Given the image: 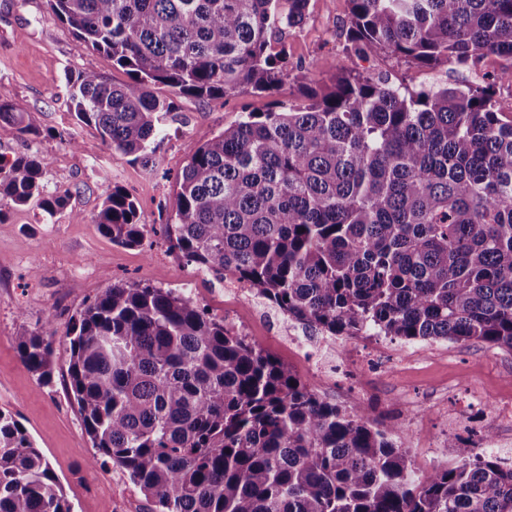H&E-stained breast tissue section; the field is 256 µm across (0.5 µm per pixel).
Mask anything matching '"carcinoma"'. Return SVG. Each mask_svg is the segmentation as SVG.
Listing matches in <instances>:
<instances>
[{"label": "carcinoma", "mask_w": 512, "mask_h": 512, "mask_svg": "<svg viewBox=\"0 0 512 512\" xmlns=\"http://www.w3.org/2000/svg\"><path fill=\"white\" fill-rule=\"evenodd\" d=\"M53 20L124 70L81 73L77 121L148 165L175 111L155 92L223 97L278 90L309 0H48ZM347 40L421 66L507 65L464 87L412 93L345 68L285 112H248L192 149L170 223L153 229L218 283L229 274L288 320L327 336L512 349V0H349ZM0 123L40 126L0 86ZM38 153L0 156V222L11 203L49 216ZM112 239H144L135 200L112 187L97 215ZM69 377L99 460L151 512H512V460L457 446L418 473L360 405L320 398L287 365L224 327L184 290L114 282L73 316ZM13 339L47 383L51 342ZM0 512H72L32 436L0 410Z\"/></svg>", "instance_id": "obj_1"}]
</instances>
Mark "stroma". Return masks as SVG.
I'll list each match as a JSON object with an SVG mask.
<instances>
[{"instance_id":"stroma-1","label":"stroma","mask_w":512,"mask_h":512,"mask_svg":"<svg viewBox=\"0 0 512 512\" xmlns=\"http://www.w3.org/2000/svg\"><path fill=\"white\" fill-rule=\"evenodd\" d=\"M348 0H310L304 22L270 37L273 49L288 51L289 76L272 96L240 90L216 99L174 96L177 107L168 135L151 167L104 144L96 131L78 124L67 98L70 80L92 70L120 82L122 70L89 48L66 26L51 19L48 0H0V85L13 103L32 113L42 134L32 139L0 124V155L35 151L46 160V192H68L67 208L46 216L36 203L12 206L0 223V410L11 412L32 435L60 478L74 512H149L148 503L119 468L94 461L68 374L72 316L83 303L119 279H138L161 288L190 289L210 315L306 378L291 350L289 327L262 300L248 305L225 294L222 284L185 264L153 233L142 245L123 247L102 234L96 218L113 185L127 190L146 226L165 223L172 213L176 181L191 148L232 125L245 112L281 111L302 98L309 80L329 81L340 68L383 72L417 92L477 82L496 72L502 59L489 56L478 70L430 69L388 53L364 56L349 50ZM64 130L70 147L56 138ZM82 212L75 221L73 212ZM50 340L52 378L41 383L23 364L12 339L18 322ZM298 338L328 374L317 387L322 398L350 408L372 405L385 427L400 425L396 445L417 471L445 467L457 459L449 440L485 447L512 459V425L500 409L512 406V350L450 341L405 344L385 336L336 340L298 330Z\"/></svg>"}]
</instances>
